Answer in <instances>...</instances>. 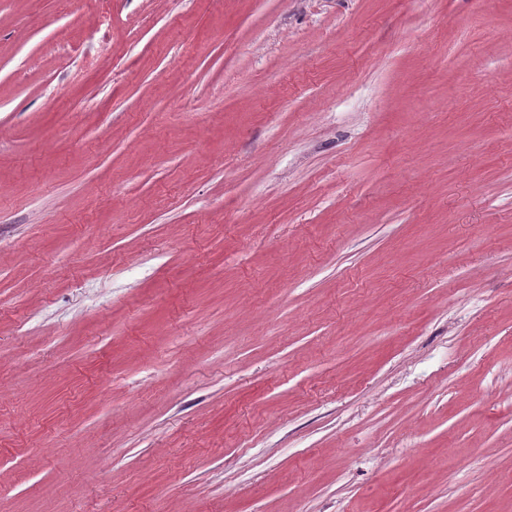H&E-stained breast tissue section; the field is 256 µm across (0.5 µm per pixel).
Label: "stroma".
I'll list each match as a JSON object with an SVG mask.
<instances>
[{"label": "stroma", "mask_w": 512, "mask_h": 512, "mask_svg": "<svg viewBox=\"0 0 512 512\" xmlns=\"http://www.w3.org/2000/svg\"><path fill=\"white\" fill-rule=\"evenodd\" d=\"M512 512V0H0V512Z\"/></svg>", "instance_id": "35a3bbf8"}]
</instances>
